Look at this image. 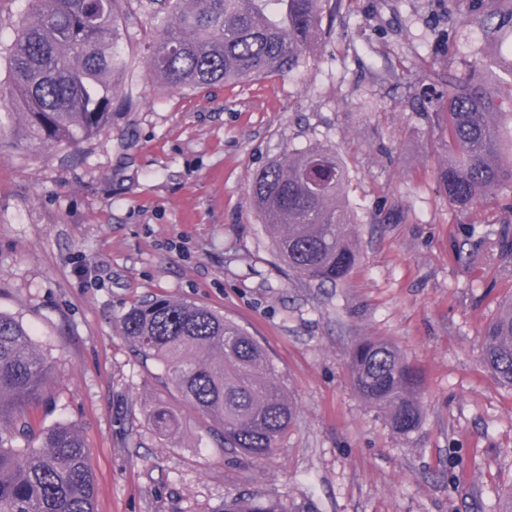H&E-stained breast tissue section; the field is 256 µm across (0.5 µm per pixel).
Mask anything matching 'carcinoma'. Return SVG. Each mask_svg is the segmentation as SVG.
<instances>
[{
	"instance_id": "cac0c4a2",
	"label": "carcinoma",
	"mask_w": 512,
	"mask_h": 512,
	"mask_svg": "<svg viewBox=\"0 0 512 512\" xmlns=\"http://www.w3.org/2000/svg\"><path fill=\"white\" fill-rule=\"evenodd\" d=\"M124 0H27L26 17L6 48L14 122L8 134L43 147L75 145L112 121L116 76L126 61L120 29ZM330 0H168L153 47V74L169 88H204L291 69L318 44ZM452 155L442 172L459 207L512 189V144L503 143L499 105L481 70L444 83ZM347 174L336 151L315 145L260 170L251 202L271 230L276 258L319 287L346 280L358 256L344 205ZM124 336L162 363L173 389L224 447L252 458L279 449L296 409L275 379L260 343L238 324L194 303L155 298L121 319ZM30 329L0 312V512H96V484L85 444L66 422L34 427L31 407L48 395L52 367L34 348ZM481 361L512 387V299L483 329ZM352 385L408 437L421 426V378L397 347L364 338L350 352ZM145 421L172 434L176 416L156 404ZM221 512H283L253 492L224 499Z\"/></svg>"
}]
</instances>
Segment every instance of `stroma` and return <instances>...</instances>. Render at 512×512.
I'll return each mask as SVG.
<instances>
[{
	"label": "stroma",
	"mask_w": 512,
	"mask_h": 512,
	"mask_svg": "<svg viewBox=\"0 0 512 512\" xmlns=\"http://www.w3.org/2000/svg\"><path fill=\"white\" fill-rule=\"evenodd\" d=\"M160 0H125L133 105L71 147L0 142V312L52 366L35 426L74 424L96 475V512H218L258 491L285 512H490L512 485V388L480 360L512 297V211L460 210L441 77L482 66L512 110V14L481 0H342L296 68L245 83L171 89L149 46ZM317 144L348 174L359 261L346 283L286 272L250 203L254 175ZM150 295L208 306L254 336L296 406L264 460L220 447L121 319ZM392 342L422 373L425 417L398 435L351 382L360 339ZM178 418L155 434L143 412ZM145 421L159 436L172 434L178 425L176 416L166 407L155 404L145 411Z\"/></svg>",
	"instance_id": "1"
}]
</instances>
